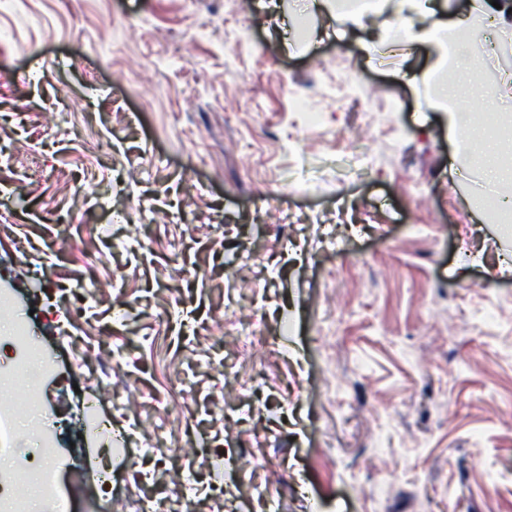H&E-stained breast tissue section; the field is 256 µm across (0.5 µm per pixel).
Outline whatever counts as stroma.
I'll list each match as a JSON object with an SVG mask.
<instances>
[{
    "mask_svg": "<svg viewBox=\"0 0 512 512\" xmlns=\"http://www.w3.org/2000/svg\"><path fill=\"white\" fill-rule=\"evenodd\" d=\"M0 6V286L50 361L77 512H512V26L464 73L501 173L451 175L427 50L309 0ZM317 33L315 46L291 26ZM83 229L68 232L63 216ZM92 267L96 286L78 281ZM102 335L105 374L78 337ZM115 432L112 485L86 474Z\"/></svg>",
    "mask_w": 512,
    "mask_h": 512,
    "instance_id": "1",
    "label": "stroma"
}]
</instances>
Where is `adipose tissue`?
<instances>
[{
  "label": "adipose tissue",
  "instance_id": "adipose-tissue-1",
  "mask_svg": "<svg viewBox=\"0 0 512 512\" xmlns=\"http://www.w3.org/2000/svg\"><path fill=\"white\" fill-rule=\"evenodd\" d=\"M319 4L365 32V51L389 42L402 52L418 46L428 47L439 69L433 74L427 106L446 114L448 133L457 143L466 141V114L457 104L465 89L449 85L442 73L461 70L479 60L491 29L512 23V0H497L493 5L487 2L478 11L453 18L439 11L436 0H397L399 12L407 15L409 23L402 36L396 39L374 24L366 23L368 8L364 0H319Z\"/></svg>",
  "mask_w": 512,
  "mask_h": 512
}]
</instances>
